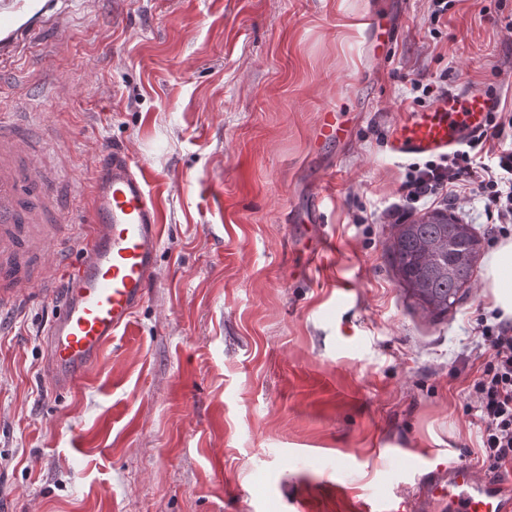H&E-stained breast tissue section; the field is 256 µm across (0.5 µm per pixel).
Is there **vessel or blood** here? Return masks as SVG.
I'll list each match as a JSON object with an SVG mask.
<instances>
[{"instance_id":"vessel-or-blood-1","label":"vessel or blood","mask_w":512,"mask_h":512,"mask_svg":"<svg viewBox=\"0 0 512 512\" xmlns=\"http://www.w3.org/2000/svg\"><path fill=\"white\" fill-rule=\"evenodd\" d=\"M32 0H0V53L24 36L14 25ZM395 37L393 27L369 15L365 53L375 56ZM497 99L484 91L448 93L411 113L392 131L387 147L399 158L448 154L482 134ZM346 112H321L317 139L341 143L350 137ZM44 130L29 128L22 111L0 114V312L13 308L32 288L53 278L51 262H64L62 301L43 333L44 376L57 389L74 388L102 358L107 345L128 328L143 304L161 243L158 205L129 152L113 147L92 162L79 258L63 261V224L57 208L58 181L44 162ZM423 504L442 512H512V481L481 475L466 462L439 464L417 475Z\"/></svg>"}]
</instances>
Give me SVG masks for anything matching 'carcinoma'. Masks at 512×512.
I'll return each instance as SVG.
<instances>
[{"mask_svg": "<svg viewBox=\"0 0 512 512\" xmlns=\"http://www.w3.org/2000/svg\"><path fill=\"white\" fill-rule=\"evenodd\" d=\"M481 241L469 224L432 210L394 225L391 267L406 292L431 317H445L474 283Z\"/></svg>", "mask_w": 512, "mask_h": 512, "instance_id": "1", "label": "carcinoma"}]
</instances>
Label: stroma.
I'll return each mask as SVG.
<instances>
[{
	"label": "stroma",
	"instance_id": "35a3bbf8",
	"mask_svg": "<svg viewBox=\"0 0 512 512\" xmlns=\"http://www.w3.org/2000/svg\"><path fill=\"white\" fill-rule=\"evenodd\" d=\"M54 27L0 60V110L46 122L64 210L85 209L100 150L127 148L162 212L145 303L71 391L42 374L58 303L0 314V512H379L415 476L476 462L467 386L494 314L474 283L435 321L400 287L394 224L433 209L497 238L483 200L398 212L390 154L414 83L479 87L512 112V0H49ZM398 36L364 56L370 12ZM350 141L315 146L321 111ZM318 190L331 240L288 221Z\"/></svg>",
	"mask_w": 512,
	"mask_h": 512
}]
</instances>
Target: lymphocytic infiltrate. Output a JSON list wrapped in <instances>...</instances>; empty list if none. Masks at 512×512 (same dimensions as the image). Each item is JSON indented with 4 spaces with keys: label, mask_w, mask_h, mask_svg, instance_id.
Masks as SVG:
<instances>
[{
    "label": "lymphocytic infiltrate",
    "mask_w": 512,
    "mask_h": 512,
    "mask_svg": "<svg viewBox=\"0 0 512 512\" xmlns=\"http://www.w3.org/2000/svg\"><path fill=\"white\" fill-rule=\"evenodd\" d=\"M509 127L512 115L491 113L486 134L448 155L411 164L400 186L407 207L443 192L456 201L466 192L484 200L488 214L498 221V234H512V148L498 150L496 165L483 161L488 140L502 139ZM477 329L490 354L477 370L469 397L483 427L482 454L490 469L497 470L512 463V321H482Z\"/></svg>",
    "instance_id": "obj_1"
}]
</instances>
